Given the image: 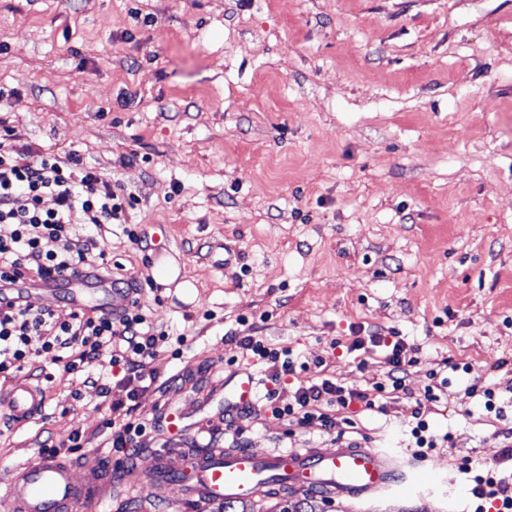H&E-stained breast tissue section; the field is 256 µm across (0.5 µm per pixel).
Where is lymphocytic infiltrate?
<instances>
[{
	"label": "lymphocytic infiltrate",
	"mask_w": 512,
	"mask_h": 512,
	"mask_svg": "<svg viewBox=\"0 0 512 512\" xmlns=\"http://www.w3.org/2000/svg\"><path fill=\"white\" fill-rule=\"evenodd\" d=\"M53 207H45V198ZM135 198L120 184L104 177L95 168L85 166L76 151H48L31 155L17 148L0 131V224L11 225L9 236H0V286L34 282L53 275H68L78 270H93L112 284H121L112 267L108 237L113 225L123 227L131 243H139L134 229L125 226V215ZM81 213L83 229L72 225L73 213ZM135 297L119 316L98 309H35L28 303L0 304V376L23 369H36L39 357L55 352L63 370L70 375L92 376L108 368H120L123 376L115 385H102L101 394L108 398L109 415L103 427L109 456H127L137 437L147 425L134 415L133 402L139 392L148 390L159 380L161 371L154 361L161 348H171L180 356L184 335H176L154 326L148 319L134 287ZM234 342L256 364L267 370L270 384L264 398L266 409L290 427L329 431L336 416L353 403L365 409L385 411V402L404 391L410 367L416 364L414 350L402 340L355 337L350 351L365 345L384 348L388 371L383 379L363 390L349 389L327 374L322 361H299L292 350L265 346L254 336H238ZM305 372L292 400L280 404L275 400L274 383L282 378ZM430 383L419 403L410 434L415 455L427 458L429 452L444 447L449 435L436 436L429 430L426 411L447 392L451 383L443 370H430ZM461 471L473 487L478 504L474 512H512V487L500 478L496 468L464 463Z\"/></svg>",
	"instance_id": "f902f5d3"
}]
</instances>
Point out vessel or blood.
<instances>
[{
	"label": "vessel or blood",
	"mask_w": 512,
	"mask_h": 512,
	"mask_svg": "<svg viewBox=\"0 0 512 512\" xmlns=\"http://www.w3.org/2000/svg\"><path fill=\"white\" fill-rule=\"evenodd\" d=\"M92 273L61 282L57 296L71 307L92 306L86 287ZM224 397L237 408H253L258 383L251 374L225 384ZM44 404L30 385L14 386L7 405L14 420L25 422ZM431 468L369 445L337 442L335 448H299L256 453L249 448H160L150 465L141 460L116 461L94 453L65 459L43 454L13 468L0 507L5 512H110L112 502L148 490L156 500L178 488L181 503L199 508L225 501L253 500L272 490L306 492L325 498L375 496L422 485Z\"/></svg>",
	"instance_id": "obj_1"
}]
</instances>
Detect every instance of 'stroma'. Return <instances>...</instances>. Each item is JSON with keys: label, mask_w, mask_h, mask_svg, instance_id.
Returning a JSON list of instances; mask_svg holds the SVG:
<instances>
[{"label": "stroma", "mask_w": 512, "mask_h": 512, "mask_svg": "<svg viewBox=\"0 0 512 512\" xmlns=\"http://www.w3.org/2000/svg\"><path fill=\"white\" fill-rule=\"evenodd\" d=\"M0 91L19 98L0 105L14 144L77 151L138 199L126 222L144 240L113 225L112 260L151 322L187 338L156 361L182 385L140 393L142 421L170 397L223 430L218 383L252 368L229 335L359 390L385 351L346 344L393 334L418 361L386 412L355 416L356 439L412 456L428 373L455 365L427 415L452 436L426 460L438 481L319 512H474L465 459L512 484L502 424L467 391L512 399V0H0ZM171 265L177 284L156 283ZM39 364L45 412L0 435V493L42 440H104L99 387L54 353ZM239 424L257 452L332 448L348 429Z\"/></svg>", "instance_id": "35a3bbf8"}]
</instances>
